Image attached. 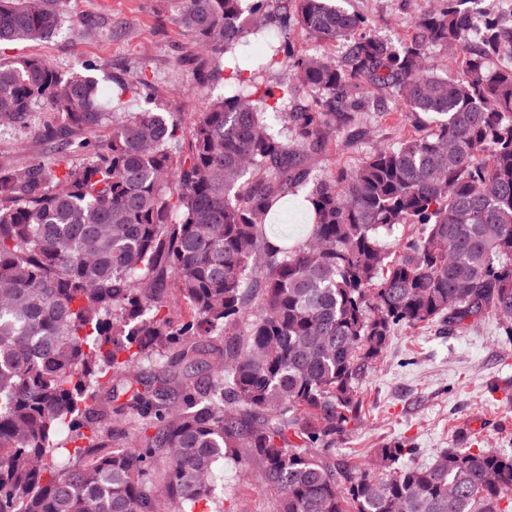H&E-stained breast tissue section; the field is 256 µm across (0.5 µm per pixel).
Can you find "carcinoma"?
I'll return each instance as SVG.
<instances>
[{
  "label": "carcinoma",
  "instance_id": "cac0c4a2",
  "mask_svg": "<svg viewBox=\"0 0 512 512\" xmlns=\"http://www.w3.org/2000/svg\"><path fill=\"white\" fill-rule=\"evenodd\" d=\"M64 6L0 0V44L52 40ZM179 22L203 52L187 127L125 110L154 95L141 73L115 79L109 114L89 68L0 63V127L40 107L59 142L0 163V512H213L225 457L274 512H512L495 448L336 461L398 329L491 316L512 341V25L482 0H437L398 45L333 0H185ZM292 28L344 56L298 52ZM250 36L268 54L242 69ZM220 77L233 89L211 98ZM372 90L414 133L310 180L331 138L368 139ZM310 182L306 234L272 244Z\"/></svg>",
  "mask_w": 512,
  "mask_h": 512
}]
</instances>
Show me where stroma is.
<instances>
[{"instance_id":"stroma-1","label":"stroma","mask_w":512,"mask_h":512,"mask_svg":"<svg viewBox=\"0 0 512 512\" xmlns=\"http://www.w3.org/2000/svg\"><path fill=\"white\" fill-rule=\"evenodd\" d=\"M377 22V33L392 43L408 39L413 21L433 0H337ZM184 0H67L64 23L48 42L1 45L0 62L39 55L63 73L96 65L104 96L114 79L140 71L153 83L152 101L131 96L127 109L172 112L191 121L203 107L192 91L200 48L179 23ZM93 20L86 34L74 24ZM43 110L28 127L0 128V155L20 161L54 157L55 147L39 137ZM411 126L376 124L367 143L330 142L309 160L314 174L354 169L370 147L394 143L412 134ZM358 426L336 442V457L358 471L369 469L377 448L408 441L422 460L458 444L512 452V343L489 317L474 330L444 332L438 326L404 328L391 337L373 374L361 386ZM215 512H273L270 497L256 474L230 459L215 464Z\"/></svg>"}]
</instances>
